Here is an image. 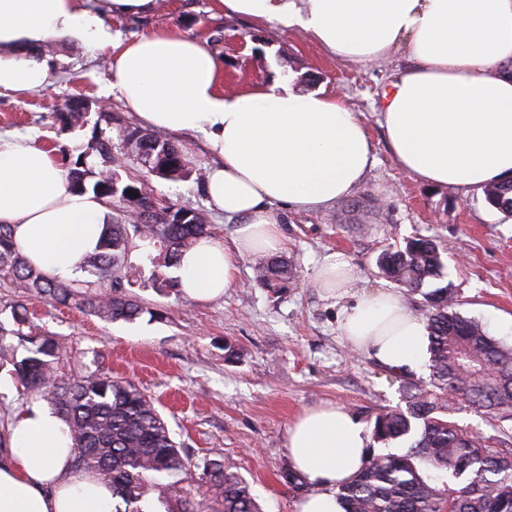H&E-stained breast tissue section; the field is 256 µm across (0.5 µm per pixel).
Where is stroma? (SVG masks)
<instances>
[{
    "instance_id": "35a3bbf8",
    "label": "stroma",
    "mask_w": 512,
    "mask_h": 512,
    "mask_svg": "<svg viewBox=\"0 0 512 512\" xmlns=\"http://www.w3.org/2000/svg\"><path fill=\"white\" fill-rule=\"evenodd\" d=\"M110 26L118 41L178 28L223 59L230 88L285 81L302 93L343 98L364 117L375 161L362 185L319 213L280 212L287 239L282 254L298 271L296 283L280 292L261 284L247 257L234 288L221 299L185 303L179 292H156L145 277L135 289L144 314L111 322L75 305L46 306L20 284L0 283V309L26 304L32 331L61 344L60 374L100 366L133 381L160 399L174 440L192 460H222L250 484L263 512H295L302 495L281 478L290 463L289 424L306 408L333 403L369 429L379 414L403 403L397 372L343 340L342 306L320 294L318 265L343 253L358 275L357 293H371L391 286L376 267L382 250L415 237L438 238L448 248L444 281L457 311L512 344V219L491 208L484 191L421 183L395 161L378 107L392 72L408 64L403 55L382 65L337 61L304 36L224 15L215 0H160L155 13L115 18ZM48 52L58 59L53 84L21 97L1 95L0 133L35 136L65 168L80 157L87 167L101 168L93 142L139 122L109 91L101 53L75 42ZM80 100L91 107L86 117L60 121L59 113ZM176 142L192 175L151 178L154 197L203 213L210 234L231 245L233 223L209 209L202 191L212 156L194 139L180 136ZM228 341L236 348L231 358L224 350Z\"/></svg>"
}]
</instances>
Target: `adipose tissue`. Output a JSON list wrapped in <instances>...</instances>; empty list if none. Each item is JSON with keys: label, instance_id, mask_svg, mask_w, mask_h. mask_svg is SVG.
<instances>
[{"label": "adipose tissue", "instance_id": "adipose-tissue-1", "mask_svg": "<svg viewBox=\"0 0 512 512\" xmlns=\"http://www.w3.org/2000/svg\"><path fill=\"white\" fill-rule=\"evenodd\" d=\"M158 0H0V95L48 87L45 43H83L108 60L112 94L154 130L200 137L221 163L205 179L209 207L233 221L232 246L202 237L183 252V297L219 298L245 257L281 251L279 207L319 212L348 198L374 163L360 113L322 92L274 84L224 88V62L199 38L172 28L112 39L109 21L152 13ZM229 15L294 29L329 57L382 63L392 73L380 121L399 167L429 184L474 189L512 178V0H218ZM112 208L73 191L60 158L29 135H0V224L15 249L52 279L82 272ZM343 254L326 257L315 283L339 300L354 286ZM348 345L400 371L427 354L424 321L398 292L365 294L344 308ZM0 460V512H112V489L74 465L60 415L35 402L15 414ZM369 434L343 407L306 409L285 446L312 490L297 512H344L338 498L368 457Z\"/></svg>", "mask_w": 512, "mask_h": 512}]
</instances>
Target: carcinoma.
I'll return each mask as SVG.
<instances>
[{
  "label": "carcinoma",
  "instance_id": "1",
  "mask_svg": "<svg viewBox=\"0 0 512 512\" xmlns=\"http://www.w3.org/2000/svg\"><path fill=\"white\" fill-rule=\"evenodd\" d=\"M121 140H135L143 153L132 159L141 171L121 185L145 190V178L179 179L188 175L183 152L158 131H119ZM103 167L70 170L68 179L80 192L92 180V192L112 206V224L100 251L90 255L83 270L98 277L100 291L87 293L76 281H59L30 266L14 248L9 228L0 225V282L20 283L33 296L52 305L75 303L109 321L132 322L143 308L131 292L141 267L128 263L137 249L151 266V280L160 293L178 286L167 270L178 265L182 252L208 234L202 213L179 224L161 211H134L130 201L113 195L112 139L95 145ZM487 203L512 218V180L485 190ZM445 249L430 238H412L377 257L379 274L420 295L429 310V380H405V407L375 419L379 442L408 440L403 454H372L338 496L345 512H512V453L494 445V438L470 434L451 415L456 397L490 418L512 419V346L492 338L481 324L455 310L448 287L430 288L444 277ZM260 277L273 291L296 280V268L277 256L261 258ZM12 328L0 321V360L28 392H38L65 420L75 451L76 468L112 486V512H141L138 503L159 489L158 501L179 496L185 512H261L250 484L224 469L217 460L192 462L174 441L155 399L136 384L102 368L61 376L62 359L50 336L23 331L29 323L24 304L11 306ZM17 339L13 344L7 337ZM25 355L17 357L18 349ZM167 478L165 485L159 478ZM282 478L295 492L308 483L292 467Z\"/></svg>",
  "mask_w": 512,
  "mask_h": 512
}]
</instances>
